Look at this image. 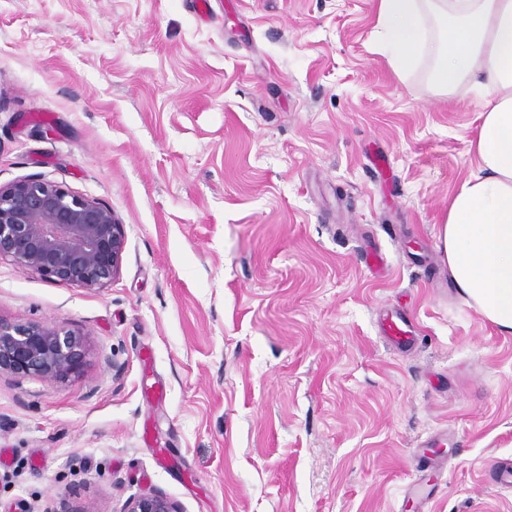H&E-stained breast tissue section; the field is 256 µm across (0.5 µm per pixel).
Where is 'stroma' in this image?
I'll use <instances>...</instances> for the list:
<instances>
[{
	"label": "stroma",
	"instance_id": "35a3bbf8",
	"mask_svg": "<svg viewBox=\"0 0 512 512\" xmlns=\"http://www.w3.org/2000/svg\"><path fill=\"white\" fill-rule=\"evenodd\" d=\"M375 24V0H216L207 21L189 0H0V183L43 176L126 233L96 290L0 258V321L87 348L76 378L0 375V512L149 490L180 512H512L492 480L512 335L439 251L476 95L397 77ZM379 322L384 335L399 349H408L412 345L413 327L402 314L384 311L380 314Z\"/></svg>",
	"mask_w": 512,
	"mask_h": 512
}]
</instances>
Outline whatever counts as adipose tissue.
I'll return each instance as SVG.
<instances>
[{"label": "adipose tissue", "mask_w": 512, "mask_h": 512, "mask_svg": "<svg viewBox=\"0 0 512 512\" xmlns=\"http://www.w3.org/2000/svg\"><path fill=\"white\" fill-rule=\"evenodd\" d=\"M375 29L395 74L425 57L437 95L466 80L476 90L475 170L449 202L439 249L464 303L511 336L512 0H377Z\"/></svg>", "instance_id": "ef3b65f1"}]
</instances>
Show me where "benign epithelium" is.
Instances as JSON below:
<instances>
[{
  "label": "benign epithelium",
  "instance_id": "benign-epithelium-1",
  "mask_svg": "<svg viewBox=\"0 0 512 512\" xmlns=\"http://www.w3.org/2000/svg\"><path fill=\"white\" fill-rule=\"evenodd\" d=\"M124 224L102 201L39 176L0 185V258L45 278L96 290L120 274ZM81 333L48 322L0 321V374L61 381L85 363ZM122 512H180L165 494L147 491Z\"/></svg>",
  "mask_w": 512,
  "mask_h": 512
}]
</instances>
